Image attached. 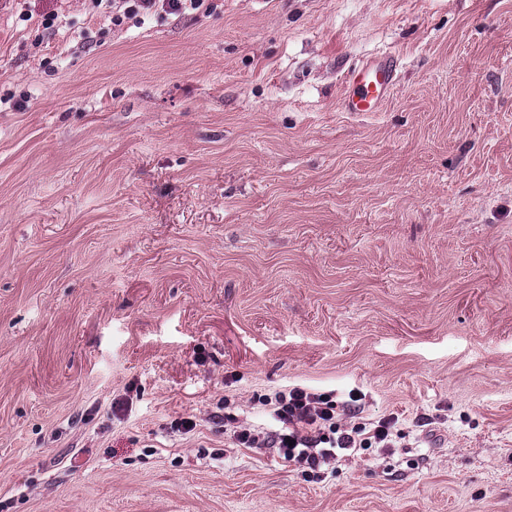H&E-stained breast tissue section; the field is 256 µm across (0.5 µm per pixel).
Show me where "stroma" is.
Returning <instances> with one entry per match:
<instances>
[{"instance_id": "35a3bbf8", "label": "stroma", "mask_w": 512, "mask_h": 512, "mask_svg": "<svg viewBox=\"0 0 512 512\" xmlns=\"http://www.w3.org/2000/svg\"><path fill=\"white\" fill-rule=\"evenodd\" d=\"M217 4L0 0V512H512V0ZM292 385L394 448L216 421ZM94 7L108 2L112 26H121L126 20L156 11L160 7L165 14L182 15L189 11L210 13L217 5L213 0H92ZM161 2V4H160ZM211 2V3H210ZM397 81V63L391 54L349 70L341 98L343 112H377L388 99ZM350 401L338 403L332 396L308 392L294 386L273 395L259 396L258 403L269 407L281 429L274 436L260 439L249 428L234 432L238 444L246 448H259L271 444L279 448L284 459L294 462L312 472L322 465L335 461L339 456H351L365 448H394L392 428L394 417H384L366 431L360 424H342L338 416L354 417L360 411L356 402L361 398L350 393ZM342 413H339V412ZM292 440V446H289Z\"/></svg>"}]
</instances>
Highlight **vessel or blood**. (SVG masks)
Segmentation results:
<instances>
[{
  "label": "vessel or blood",
  "mask_w": 512,
  "mask_h": 512,
  "mask_svg": "<svg viewBox=\"0 0 512 512\" xmlns=\"http://www.w3.org/2000/svg\"><path fill=\"white\" fill-rule=\"evenodd\" d=\"M397 81V63L392 55L357 65L346 76L341 99L343 111L353 114L379 111Z\"/></svg>",
  "instance_id": "obj_1"
}]
</instances>
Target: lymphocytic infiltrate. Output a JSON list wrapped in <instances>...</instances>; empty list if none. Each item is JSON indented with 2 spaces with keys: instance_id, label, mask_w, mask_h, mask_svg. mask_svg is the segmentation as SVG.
<instances>
[{
  "instance_id": "1",
  "label": "lymphocytic infiltrate",
  "mask_w": 512,
  "mask_h": 512,
  "mask_svg": "<svg viewBox=\"0 0 512 512\" xmlns=\"http://www.w3.org/2000/svg\"><path fill=\"white\" fill-rule=\"evenodd\" d=\"M94 5L108 3L111 23L123 25L126 20L163 10L169 15L189 11L209 13L212 0H92ZM358 395L337 403L331 396L295 386L285 391L260 397L261 405L269 407L281 429L271 436L272 447L278 448L284 459L310 471L365 448L392 447L394 418L385 417L367 428L358 424L341 423V416H354L360 410Z\"/></svg>"
}]
</instances>
